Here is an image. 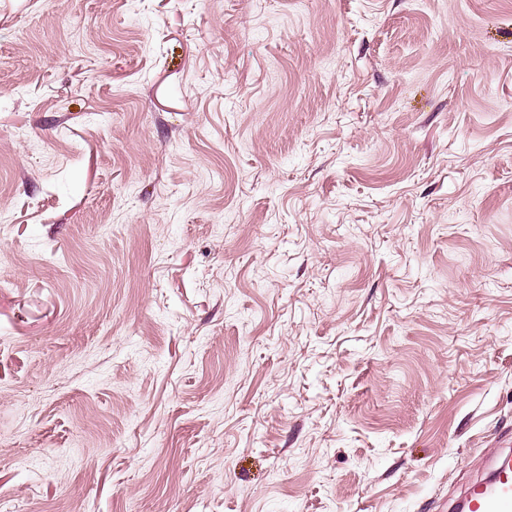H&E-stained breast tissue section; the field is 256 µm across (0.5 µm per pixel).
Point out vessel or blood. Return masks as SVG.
<instances>
[{"instance_id": "b4317fda", "label": "vessel or blood", "mask_w": 512, "mask_h": 512, "mask_svg": "<svg viewBox=\"0 0 512 512\" xmlns=\"http://www.w3.org/2000/svg\"><path fill=\"white\" fill-rule=\"evenodd\" d=\"M506 444L487 477L469 487L454 512H512V434Z\"/></svg>"}]
</instances>
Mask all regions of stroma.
I'll use <instances>...</instances> for the list:
<instances>
[{
  "label": "stroma",
  "mask_w": 512,
  "mask_h": 512,
  "mask_svg": "<svg viewBox=\"0 0 512 512\" xmlns=\"http://www.w3.org/2000/svg\"><path fill=\"white\" fill-rule=\"evenodd\" d=\"M512 432V0H0V512H448Z\"/></svg>",
  "instance_id": "1"
}]
</instances>
